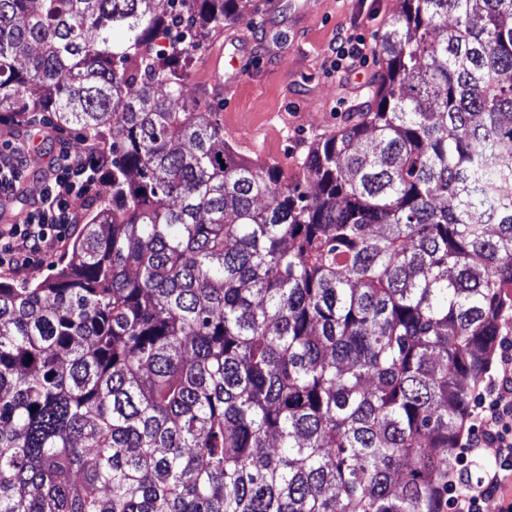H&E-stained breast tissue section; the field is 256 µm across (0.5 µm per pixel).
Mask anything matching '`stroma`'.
Returning a JSON list of instances; mask_svg holds the SVG:
<instances>
[{
  "instance_id": "obj_1",
  "label": "stroma",
  "mask_w": 512,
  "mask_h": 512,
  "mask_svg": "<svg viewBox=\"0 0 512 512\" xmlns=\"http://www.w3.org/2000/svg\"><path fill=\"white\" fill-rule=\"evenodd\" d=\"M257 0L252 20L211 30L201 51L178 68L187 107L216 113L224 138L243 157L260 164L298 170L316 140L350 124L372 98L382 59L378 39L399 9L398 0ZM361 33L372 49L368 65L345 73L331 69V48L339 29ZM234 38L243 70L231 89L220 88L224 70L207 63ZM22 125H1L0 143L25 141L28 176L6 205L0 225L12 224L28 210L43 187L48 147L32 143Z\"/></svg>"
}]
</instances>
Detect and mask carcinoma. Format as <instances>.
Segmentation results:
<instances>
[{
  "label": "carcinoma",
  "mask_w": 512,
  "mask_h": 512,
  "mask_svg": "<svg viewBox=\"0 0 512 512\" xmlns=\"http://www.w3.org/2000/svg\"><path fill=\"white\" fill-rule=\"evenodd\" d=\"M253 8L0 0V112L112 139L69 261L0 282V512H446L512 327V0H400L295 173L176 74Z\"/></svg>",
  "instance_id": "1"
}]
</instances>
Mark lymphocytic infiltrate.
Listing matches in <instances>:
<instances>
[{
  "label": "lymphocytic infiltrate",
  "instance_id": "obj_1",
  "mask_svg": "<svg viewBox=\"0 0 512 512\" xmlns=\"http://www.w3.org/2000/svg\"><path fill=\"white\" fill-rule=\"evenodd\" d=\"M110 176L109 158L91 149L75 151L61 144L53 158L48 179L23 220L0 230V266L17 274L29 270L33 256L47 254L62 244L74 224L80 223L70 201L96 195ZM23 239L19 252L15 239ZM499 357L494 369L477 389L469 408L470 426L459 440L455 466L448 475V512H484V504L503 497L512 479V330L499 338ZM495 451L480 479L466 476L470 464L482 458L484 449Z\"/></svg>",
  "mask_w": 512,
  "mask_h": 512
}]
</instances>
